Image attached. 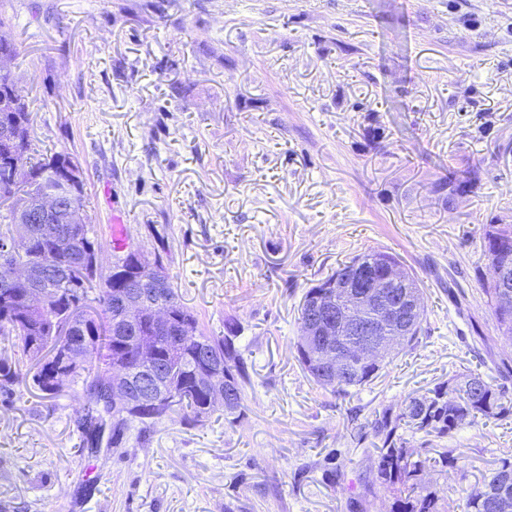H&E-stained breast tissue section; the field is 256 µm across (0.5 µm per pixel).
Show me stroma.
Listing matches in <instances>:
<instances>
[{"label": "stroma", "mask_w": 512, "mask_h": 512, "mask_svg": "<svg viewBox=\"0 0 512 512\" xmlns=\"http://www.w3.org/2000/svg\"><path fill=\"white\" fill-rule=\"evenodd\" d=\"M0 18L34 135L79 164L95 236L117 215L133 248L162 251L209 335L239 324L251 377L236 425L176 415L93 454L81 385L14 384L0 512H386L376 414L471 371L512 395V339L482 291L485 232L512 225V0H0ZM451 174L465 193L439 190ZM369 250L415 274L425 318L338 396L301 369L298 309ZM410 444L455 449L428 478L462 512L512 456V417Z\"/></svg>", "instance_id": "35a3bbf8"}]
</instances>
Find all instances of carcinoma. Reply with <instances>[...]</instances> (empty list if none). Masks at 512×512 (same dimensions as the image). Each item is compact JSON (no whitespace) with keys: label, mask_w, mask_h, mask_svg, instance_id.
<instances>
[{"label":"carcinoma","mask_w":512,"mask_h":512,"mask_svg":"<svg viewBox=\"0 0 512 512\" xmlns=\"http://www.w3.org/2000/svg\"><path fill=\"white\" fill-rule=\"evenodd\" d=\"M9 129L17 138L11 146L0 136V169L15 160L21 171L11 178L0 177V204L10 202L9 215L0 226V247H12L10 266L33 265L45 270L34 283L47 299L36 315L28 312L20 288H0V336L11 341L17 352L34 367L32 381L43 396L55 397L68 385L82 383L86 402L82 412L96 413L109 422L107 433L93 434L84 422L75 420L81 449L107 445L121 448L131 429L145 431L157 422L177 413L188 423H199L216 411L224 413V422L233 425L242 415L244 390L250 383L246 361L236 345L237 331L227 326V334L209 336L199 324L197 314L181 300L161 255L153 257L154 266L140 263L128 251L106 266L92 268L103 244L89 224H70L61 213L53 224H44L38 202L45 191L58 187L53 172L69 154L54 151L40 153L32 147L31 112L25 100L17 101L11 112H0V131ZM485 252L490 264L503 262L495 246L512 241V227L491 226L485 233ZM398 262L395 255L374 250L353 257L319 284L309 288L303 297L298 317L304 324L314 317L327 318L325 310L336 306V294L330 284L338 278L378 274L384 262ZM153 304H165L170 324L162 330L144 319L135 325L121 319L119 298L132 291ZM390 291L403 294L424 304L423 291L416 277L405 272L404 279ZM484 293L492 309L497 330L512 338V305H503L497 289L484 284ZM86 313L73 336H60L58 329L69 323L72 315ZM143 336L155 340L156 355L141 359L136 342ZM325 337L314 333L309 340L297 339V359L303 371L320 387L338 395H348L379 377L384 361L360 360L352 355V336L337 334L333 342L345 361L339 376L326 373L320 358ZM90 351L92 362L81 366L73 363V345ZM222 366L227 374L231 400L219 408L210 403V390L202 383L208 363ZM119 365L126 369L127 388L136 387L140 379L158 373L159 385L170 388L174 400L158 409L131 407L115 394L112 371ZM20 361L0 355V394L8 398L20 376ZM512 416V398L482 374L470 372L439 382L425 393L408 398L396 409L388 407L371 422L373 437L378 439L373 460V486L390 501L389 512H446L443 498L425 473L431 467L454 466L455 449H445L428 458L407 446L404 434L445 438L462 425L479 417L506 419ZM512 509V458H503L481 485L464 497V512H506Z\"/></svg>","instance_id":"carcinoma-1"}]
</instances>
